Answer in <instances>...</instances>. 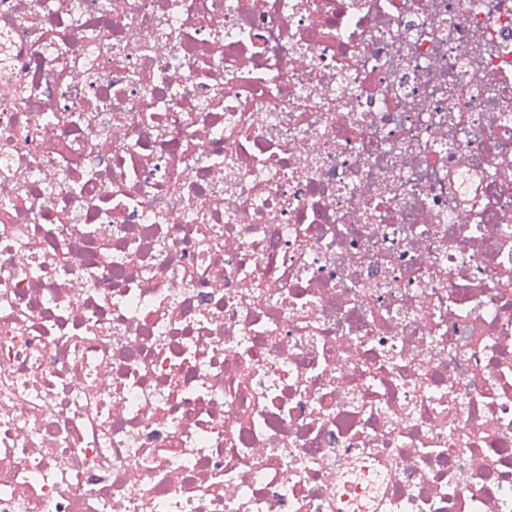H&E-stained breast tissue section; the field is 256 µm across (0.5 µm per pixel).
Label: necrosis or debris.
Returning <instances> with one entry per match:
<instances>
[{
	"instance_id": "necrosis-or-debris-1",
	"label": "necrosis or debris",
	"mask_w": 512,
	"mask_h": 512,
	"mask_svg": "<svg viewBox=\"0 0 512 512\" xmlns=\"http://www.w3.org/2000/svg\"><path fill=\"white\" fill-rule=\"evenodd\" d=\"M349 479L512 512V0H0V512Z\"/></svg>"
}]
</instances>
